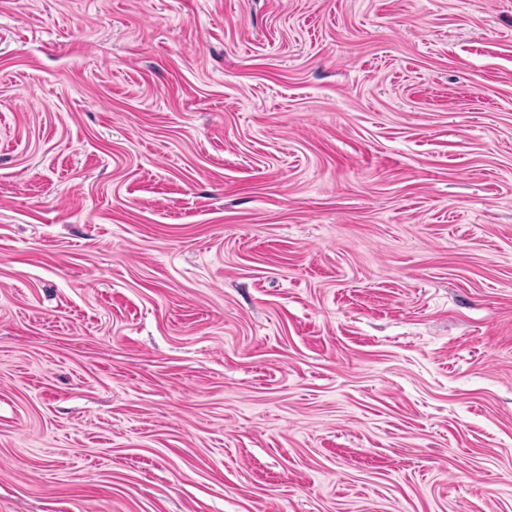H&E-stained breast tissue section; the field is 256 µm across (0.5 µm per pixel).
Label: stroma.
Returning a JSON list of instances; mask_svg holds the SVG:
<instances>
[{
    "mask_svg": "<svg viewBox=\"0 0 512 512\" xmlns=\"http://www.w3.org/2000/svg\"><path fill=\"white\" fill-rule=\"evenodd\" d=\"M0 512H512V0H0Z\"/></svg>",
    "mask_w": 512,
    "mask_h": 512,
    "instance_id": "1",
    "label": "stroma"
}]
</instances>
